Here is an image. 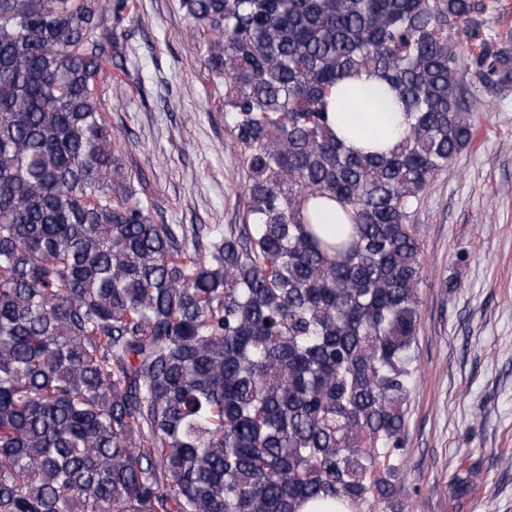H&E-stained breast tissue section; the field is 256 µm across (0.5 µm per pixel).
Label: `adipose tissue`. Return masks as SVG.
Returning a JSON list of instances; mask_svg holds the SVG:
<instances>
[{
  "label": "adipose tissue",
  "instance_id": "adipose-tissue-1",
  "mask_svg": "<svg viewBox=\"0 0 512 512\" xmlns=\"http://www.w3.org/2000/svg\"><path fill=\"white\" fill-rule=\"evenodd\" d=\"M330 126L354 151L387 149L407 130L406 115L394 94L368 74L345 79L329 103Z\"/></svg>",
  "mask_w": 512,
  "mask_h": 512
}]
</instances>
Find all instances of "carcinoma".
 <instances>
[{"label": "carcinoma", "mask_w": 512, "mask_h": 512, "mask_svg": "<svg viewBox=\"0 0 512 512\" xmlns=\"http://www.w3.org/2000/svg\"><path fill=\"white\" fill-rule=\"evenodd\" d=\"M246 173L245 224H158L97 90L131 0H0V512H351L387 499L414 380L411 208L471 142L512 46L479 0H181ZM471 39L466 54L451 31ZM362 72L411 118L336 137ZM351 211L325 240L305 203ZM481 478L454 477L465 492ZM328 114L337 137L354 151L387 149L407 130L405 112L394 94L366 73L347 78L338 86Z\"/></svg>", "instance_id": "carcinoma-1"}]
</instances>
